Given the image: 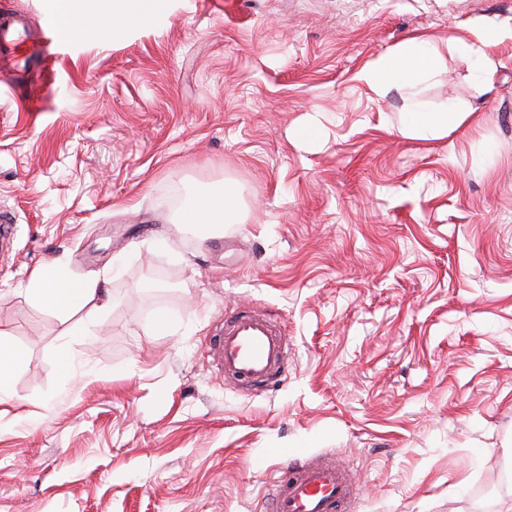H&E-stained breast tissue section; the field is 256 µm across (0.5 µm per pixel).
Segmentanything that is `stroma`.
Listing matches in <instances>:
<instances>
[{"label": "stroma", "instance_id": "35a3bbf8", "mask_svg": "<svg viewBox=\"0 0 512 512\" xmlns=\"http://www.w3.org/2000/svg\"><path fill=\"white\" fill-rule=\"evenodd\" d=\"M0 7L53 52L0 72V512H267L300 449L352 466L353 512H512V42L480 97L455 46L512 0H170L113 40ZM414 37L427 74L358 80ZM448 105V137L401 134ZM226 182L239 223L181 224ZM51 265L106 277L96 335L29 298ZM238 305L284 322L283 381L209 364ZM22 361L18 350L0 341V391L8 387L13 372Z\"/></svg>", "mask_w": 512, "mask_h": 512}]
</instances>
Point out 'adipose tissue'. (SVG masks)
<instances>
[{
  "mask_svg": "<svg viewBox=\"0 0 512 512\" xmlns=\"http://www.w3.org/2000/svg\"><path fill=\"white\" fill-rule=\"evenodd\" d=\"M169 0H48L50 13L70 36L96 33L119 37L135 26H142L163 16ZM433 57L425 41L414 39L381 56L362 70L359 81L381 91L398 81L414 79L432 66ZM465 113L448 107L439 112L410 113L403 127L407 137L441 139L465 120ZM239 206L233 185L203 193L183 212L186 224L220 228L236 223ZM27 292L37 303L47 305L59 315H66L73 306L86 309L84 321L87 335H94L96 324L112 311V295L102 280L87 279L67 282L58 269L48 268L32 275Z\"/></svg>",
  "mask_w": 512,
  "mask_h": 512,
  "instance_id": "adipose-tissue-1",
  "label": "adipose tissue"
}]
</instances>
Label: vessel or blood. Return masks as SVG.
<instances>
[{"mask_svg": "<svg viewBox=\"0 0 512 512\" xmlns=\"http://www.w3.org/2000/svg\"><path fill=\"white\" fill-rule=\"evenodd\" d=\"M26 22L22 15H0V58L20 52ZM206 356L225 381L269 385L280 381L288 364V338L270 314L237 309L225 314L206 345ZM269 512H351L358 483L348 468L329 459H299L268 481Z\"/></svg>", "mask_w": 512, "mask_h": 512, "instance_id": "obj_1", "label": "vessel or blood"}]
</instances>
